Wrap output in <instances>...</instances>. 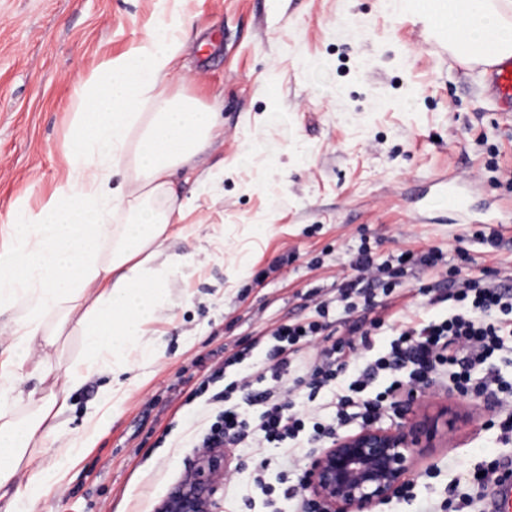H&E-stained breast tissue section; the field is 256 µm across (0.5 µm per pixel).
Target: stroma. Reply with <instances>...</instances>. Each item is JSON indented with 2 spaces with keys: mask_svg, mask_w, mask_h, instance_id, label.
Returning <instances> with one entry per match:
<instances>
[{
  "mask_svg": "<svg viewBox=\"0 0 512 512\" xmlns=\"http://www.w3.org/2000/svg\"><path fill=\"white\" fill-rule=\"evenodd\" d=\"M174 14L180 65L164 91L213 108L224 135L194 171L174 175L180 198L197 200L186 223L202 229L162 252L194 256L203 247L212 257L167 282L147 336L153 360L121 361L119 410L105 414L38 512H157L212 419L209 353L231 354L304 316L309 293L352 276L360 245L382 261L442 249L447 269L421 272L394 300L401 314L427 321L448 314L424 296L448 271L512 274V237L492 255L482 242L489 225L446 221L437 200L421 216L406 210L419 178L453 169L473 178L480 211L497 216L512 206V121L487 99L483 65L440 54L441 32L415 6L394 13L385 0H0V225L17 199L40 208L64 175L71 105L93 69ZM307 60L316 70L304 68ZM218 170L223 180L196 197L197 176ZM257 224L270 233L255 234ZM82 352L81 337L66 330L54 348L35 344L24 366L23 389L57 400L69 439L113 379L107 370L62 390L57 374ZM194 388L198 396L184 400ZM491 402L469 396L473 421L458 423L447 447L427 449L409 494L382 512L456 502L475 471L512 460ZM230 453L219 491L226 512H266L268 501L300 495L313 451H277L265 492L252 484L257 449L235 444Z\"/></svg>",
  "mask_w": 512,
  "mask_h": 512,
  "instance_id": "1",
  "label": "stroma"
}]
</instances>
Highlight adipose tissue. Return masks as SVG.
<instances>
[{
    "label": "adipose tissue",
    "instance_id": "ef3b65f1",
    "mask_svg": "<svg viewBox=\"0 0 512 512\" xmlns=\"http://www.w3.org/2000/svg\"><path fill=\"white\" fill-rule=\"evenodd\" d=\"M424 13L463 28L466 43L493 38L496 48L485 63L512 56V0H427ZM180 50L179 24L163 22L127 55L100 64L72 103L67 171L51 198L36 211L18 200L0 226V314L26 306L0 359V399L27 401L18 383L34 343H55L49 317L72 324L84 341L82 358L64 371L66 387L102 371L109 356L140 352L165 305L167 281L189 267L183 256L159 266L153 260L170 238L196 231L184 221L187 205L172 177L211 145L219 120L192 98L162 92ZM144 101L150 111H140ZM118 167L126 180L116 186ZM119 210L125 223L112 221ZM52 408L42 402L25 423L0 410V489L14 490L10 512H35L101 428V420L88 417L83 440L67 442L55 467L35 468L16 485L33 441L56 432Z\"/></svg>",
    "mask_w": 512,
    "mask_h": 512
}]
</instances>
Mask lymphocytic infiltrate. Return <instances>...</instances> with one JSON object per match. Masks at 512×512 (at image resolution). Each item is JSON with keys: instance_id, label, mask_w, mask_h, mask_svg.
Segmentation results:
<instances>
[{"instance_id": "f902f5d3", "label": "lymphocytic infiltrate", "mask_w": 512, "mask_h": 512, "mask_svg": "<svg viewBox=\"0 0 512 512\" xmlns=\"http://www.w3.org/2000/svg\"><path fill=\"white\" fill-rule=\"evenodd\" d=\"M443 260L442 250L430 247L380 263L368 245H361L351 262L357 276L341 284L336 301L319 302L312 316L279 325L252 340V347L265 348L266 365L255 375L242 376L238 387L249 404L261 406L258 420L247 419L241 407L226 405L224 393L216 392L211 397L216 405L214 420L196 441V448L203 452L223 447L228 435L253 441L258 448H276L297 436L305 426L302 416L292 411V393L299 385L306 386L308 400H321L323 409L334 415L333 424L316 431V442L323 443L354 416L349 411L351 393L363 391L379 371L405 369L411 381L427 386L441 380L447 365L455 369L456 385L474 383L494 395L501 431L511 436L512 397L501 396L496 374L481 370L495 351L503 349L505 337L512 335V287L499 279L481 275L449 281L429 299L433 305L448 303L452 313L447 319L439 323L406 319L386 355L368 363L363 360L371 346V332L382 325L381 317L374 314L376 297L392 295L396 278L407 277L417 268H436ZM358 298L364 301L361 316L347 322L348 340L336 339L334 302L350 309ZM315 337L324 338V346L311 351L301 375L287 380L284 371L291 359L302 343ZM355 364L361 371L349 390L337 388L339 371ZM256 380L263 384L257 391L252 388Z\"/></svg>"}]
</instances>
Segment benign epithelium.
Instances as JSON below:
<instances>
[{
	"instance_id": "7a95c632",
	"label": "benign epithelium",
	"mask_w": 512,
	"mask_h": 512,
	"mask_svg": "<svg viewBox=\"0 0 512 512\" xmlns=\"http://www.w3.org/2000/svg\"><path fill=\"white\" fill-rule=\"evenodd\" d=\"M451 402L430 411L419 391L394 408L398 420H376L338 434L314 454L304 470L301 490L317 512H375L412 481L414 465L426 449L450 438L469 390L456 388ZM212 448L198 456L187 476L163 500L157 512H224L215 497L228 473V450Z\"/></svg>"
}]
</instances>
